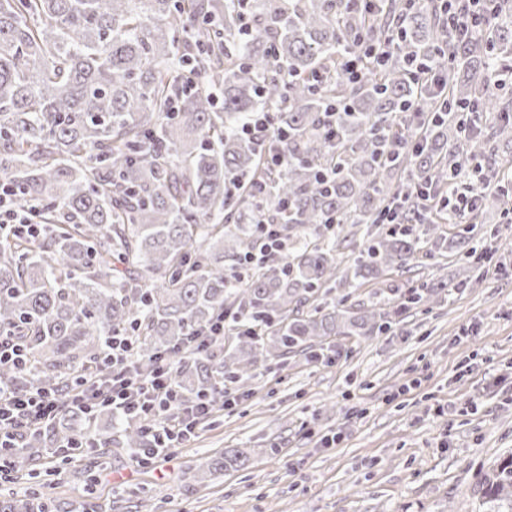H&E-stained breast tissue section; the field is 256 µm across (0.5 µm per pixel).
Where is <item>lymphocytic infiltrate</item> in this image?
<instances>
[{"label": "lymphocytic infiltrate", "instance_id": "1", "mask_svg": "<svg viewBox=\"0 0 512 512\" xmlns=\"http://www.w3.org/2000/svg\"><path fill=\"white\" fill-rule=\"evenodd\" d=\"M135 352L131 335L114 334L106 344L103 382H80L68 390L33 385L24 395L0 385V458L22 448L27 432L55 423L63 410L92 418L98 407L140 421L146 428L149 447L133 449L137 464L168 459L175 443L194 434L198 421L208 415L211 398L186 400L174 384V369L159 362L152 375L136 378L129 371Z\"/></svg>", "mask_w": 512, "mask_h": 512}]
</instances>
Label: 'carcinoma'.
<instances>
[{
	"instance_id": "carcinoma-1",
	"label": "carcinoma",
	"mask_w": 512,
	"mask_h": 512,
	"mask_svg": "<svg viewBox=\"0 0 512 512\" xmlns=\"http://www.w3.org/2000/svg\"><path fill=\"white\" fill-rule=\"evenodd\" d=\"M247 21V34L241 23ZM386 48L383 66L365 63L353 83L346 63L360 44ZM512 21L455 40L437 0H381L373 15L345 0H0V183L39 205L41 234L20 239L0 227V331L23 337L29 369L46 386L86 374L116 331H131L138 376L165 355L183 396H208L216 379L248 380L271 358L283 361L331 336H366L429 308L435 288L417 284L390 302L383 288L367 307L337 308L338 288L411 269L419 255L470 258L471 237L423 223L430 199L449 194L448 170L512 141ZM420 65L448 75V99L424 93ZM180 96L179 110H167ZM342 104L336 131L324 125ZM467 104L496 122L487 137L459 120ZM429 114L415 149L400 126L407 106ZM272 112L288 137L283 163L239 133L254 112ZM336 170L323 189L318 172ZM246 177L270 192L266 221L279 225L283 253L260 251ZM484 192L472 218L503 206ZM401 206L406 228L380 222ZM358 249L351 264L339 247ZM230 314L255 333L204 357L187 336ZM0 380L26 389L22 373ZM106 418L107 429L97 426ZM134 422L103 409L89 421L66 411L6 471L34 477L37 452L60 459L96 448H141ZM239 450L204 455L185 473L193 488L247 467ZM512 512V456L485 481ZM0 512H66L45 490L0 499Z\"/></svg>"
}]
</instances>
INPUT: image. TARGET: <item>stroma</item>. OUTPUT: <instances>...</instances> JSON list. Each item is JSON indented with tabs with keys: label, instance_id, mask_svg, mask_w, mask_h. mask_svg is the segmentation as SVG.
<instances>
[{
	"label": "stroma",
	"instance_id": "stroma-1",
	"mask_svg": "<svg viewBox=\"0 0 512 512\" xmlns=\"http://www.w3.org/2000/svg\"><path fill=\"white\" fill-rule=\"evenodd\" d=\"M473 230L492 261L471 269L452 256L420 258L408 277L455 284L429 310L377 336H334L320 351L272 359L233 384L237 401L216 424L145 466L129 450L75 459L54 494L80 505L83 473L98 474L100 503L138 512L146 488L157 512H486L481 488L512 455V216L491 207ZM341 432L336 447L322 433ZM245 449L250 466L186 489L182 474L204 454Z\"/></svg>",
	"mask_w": 512,
	"mask_h": 512
}]
</instances>
